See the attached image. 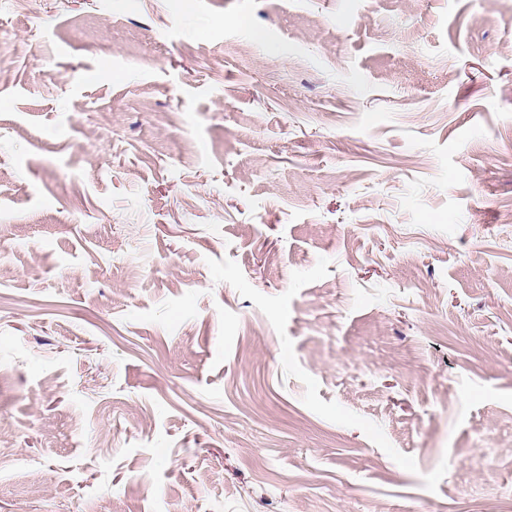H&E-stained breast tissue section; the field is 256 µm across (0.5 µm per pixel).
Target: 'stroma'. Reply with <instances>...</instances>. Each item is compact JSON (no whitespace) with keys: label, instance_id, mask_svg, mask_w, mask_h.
I'll return each mask as SVG.
<instances>
[{"label":"stroma","instance_id":"stroma-1","mask_svg":"<svg viewBox=\"0 0 512 512\" xmlns=\"http://www.w3.org/2000/svg\"><path fill=\"white\" fill-rule=\"evenodd\" d=\"M510 207L512 0H0V512H512Z\"/></svg>","mask_w":512,"mask_h":512}]
</instances>
